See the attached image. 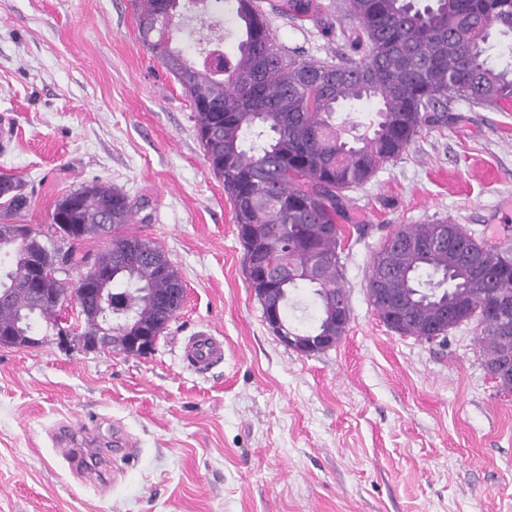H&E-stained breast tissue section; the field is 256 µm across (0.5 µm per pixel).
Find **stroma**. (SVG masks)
<instances>
[{"label": "stroma", "mask_w": 512, "mask_h": 512, "mask_svg": "<svg viewBox=\"0 0 512 512\" xmlns=\"http://www.w3.org/2000/svg\"><path fill=\"white\" fill-rule=\"evenodd\" d=\"M323 2L334 35L276 14L270 27L302 57L346 61L352 22ZM0 121L23 223L47 228L79 187L118 188L141 206L132 232L160 243L186 288L147 356L0 346V512H512V396L486 373L474 326L403 337L367 295L372 251L403 224L447 219L512 250V104L450 97L443 126L343 191L351 319L311 356L267 328L231 201L131 0H0ZM199 331L224 342L204 372L181 359ZM96 418L137 448L106 486L53 441Z\"/></svg>", "instance_id": "1"}]
</instances>
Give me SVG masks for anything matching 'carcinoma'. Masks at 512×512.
<instances>
[{
	"mask_svg": "<svg viewBox=\"0 0 512 512\" xmlns=\"http://www.w3.org/2000/svg\"><path fill=\"white\" fill-rule=\"evenodd\" d=\"M417 2L345 0L346 15L356 23L348 43L358 59L334 63L288 54L276 42L259 0H203L199 6L192 0H133L138 34L183 88L204 155L232 201L249 288L275 289L272 302H281L284 317L291 293L311 289L319 309L314 327L321 331L336 328L337 300L348 297L338 224L342 191L370 181L423 129L439 122L448 111V96L512 102V62L497 66L489 60L494 37L512 38V0H431L422 8ZM226 7L238 33L233 51L216 49L195 61L175 46L185 11H194L198 29L210 33ZM271 9L330 32L320 0H280ZM336 69L341 71L336 83L317 82L319 74ZM361 102L374 104L372 133L350 142L346 135L358 123L347 118L338 124L336 112ZM26 203L21 181L0 172L4 221L12 222ZM138 211L121 190L86 185L57 201L51 231L33 232L64 263L79 268L93 257L106 270L105 255L115 256L126 240L139 242L143 260L115 275L112 320L132 314L153 325L159 320L155 297L180 272L168 258L161 264L150 259L162 250L157 242L126 231ZM98 224L110 225L112 244L93 255L84 246L98 238ZM448 226L455 224L437 220L399 228L398 234L433 248L421 255L402 252L388 270L380 266L391 249L383 241L368 267L369 301L385 322L400 297H408L398 332L422 339L448 306V293L459 291L469 301L463 318L477 312L476 330L487 356L500 345V327L485 308L498 292H512V264L489 250L485 262L492 278H470L463 253L438 245ZM57 239L68 247L55 246ZM23 266L18 255L0 266V331L27 313L48 327L55 322L54 309H34ZM379 276L392 289L387 297L373 291Z\"/></svg>",
	"mask_w": 512,
	"mask_h": 512,
	"instance_id": "1",
	"label": "carcinoma"
}]
</instances>
